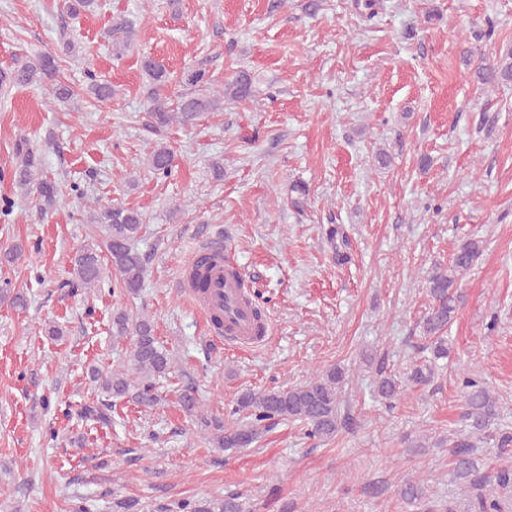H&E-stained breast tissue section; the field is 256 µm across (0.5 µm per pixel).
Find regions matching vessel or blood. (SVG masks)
I'll return each instance as SVG.
<instances>
[{"label":"vessel or blood","mask_w":512,"mask_h":512,"mask_svg":"<svg viewBox=\"0 0 512 512\" xmlns=\"http://www.w3.org/2000/svg\"><path fill=\"white\" fill-rule=\"evenodd\" d=\"M196 255L216 258V266L209 272L207 292L196 303L205 318L220 315L224 320V338L236 344H254L258 341L260 324L252 307L243 299V290L237 280L226 277L222 258L224 241L214 237L199 242Z\"/></svg>","instance_id":"vessel-or-blood-1"}]
</instances>
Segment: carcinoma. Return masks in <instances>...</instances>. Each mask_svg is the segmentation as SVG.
Listing matches in <instances>:
<instances>
[{
    "instance_id": "carcinoma-1",
    "label": "carcinoma",
    "mask_w": 512,
    "mask_h": 512,
    "mask_svg": "<svg viewBox=\"0 0 512 512\" xmlns=\"http://www.w3.org/2000/svg\"><path fill=\"white\" fill-rule=\"evenodd\" d=\"M66 12L78 15L94 12L99 0H62ZM136 34L135 23L125 14L112 17L109 37L112 40V55L120 58L130 47ZM141 69L149 82L146 112L151 128L162 131L174 124L192 125L208 112L224 107V102L242 103L252 98L253 82L249 73L240 70L220 88L203 85L204 74L188 75V83L195 86L191 92H182L172 102L163 93L170 75L163 65L149 56L141 60ZM60 76L55 57L49 53L39 54L23 63L0 70V86L42 84ZM478 78L489 87L512 82V48L508 47L494 63L479 68ZM20 161L11 173L13 182L48 209L61 193L56 181L42 172L39 155L24 142L15 146ZM174 153L169 146L157 144L146 157V166L154 174L167 175L171 171ZM90 222L97 225L102 239L80 247L71 258V279L62 287L76 293L93 288L102 276V253H107L122 291L136 295L143 287L147 261L132 243L143 230L142 213L121 204L99 207L90 214ZM483 253V240L469 238L459 244L452 254L448 268H437L429 272L426 293L430 304L423 315L421 328L428 339L431 358L410 365L405 381H400L388 370L384 361L369 356L365 361L375 366L376 393L378 397L392 403L401 398L404 386L419 387L430 384L435 378L437 362L448 357L446 333L458 308L464 300L459 282L476 266ZM112 336L131 337L126 360L115 369L103 374L91 369V376L98 382L99 390L110 398H126L144 409H151L160 402L156 383L166 377L173 364L172 354L158 342L148 316H132L118 310L112 313ZM346 379L342 367L331 366L319 370L309 381L289 388L247 390L237 399L236 407L229 419L210 417L201 409L194 393L181 394L183 410L197 420L203 436L216 448L225 450L248 448L256 443L271 426V422L299 421L306 434L320 440L333 439L341 429L348 426L340 418L341 388ZM461 394L466 411L468 434L438 439L448 445L450 457L449 476L460 490L471 497L477 512H501L499 501L483 494L484 488L495 482L506 487L512 484V462L506 461L495 470L488 469L482 458L476 455L480 443L493 444L496 448L512 447V433L501 432L494 427L498 416V398L485 383L465 376L461 381ZM80 418L107 424L109 415L102 406L85 403L78 411ZM427 492L426 479L409 475L398 489L399 498L413 504ZM179 512H243V503L237 493H228L221 498L201 502L183 501Z\"/></svg>"
}]
</instances>
